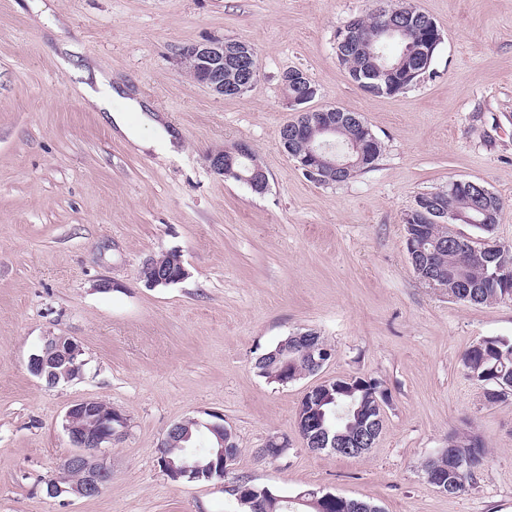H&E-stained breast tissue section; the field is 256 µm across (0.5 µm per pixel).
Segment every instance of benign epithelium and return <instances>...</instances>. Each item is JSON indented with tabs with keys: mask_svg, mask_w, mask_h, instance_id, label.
Returning a JSON list of instances; mask_svg holds the SVG:
<instances>
[{
	"mask_svg": "<svg viewBox=\"0 0 512 512\" xmlns=\"http://www.w3.org/2000/svg\"><path fill=\"white\" fill-rule=\"evenodd\" d=\"M374 21L380 33L392 38L395 35L410 38L413 45V60L401 65H388L376 62L382 53L375 50L374 44H366L362 28L354 19L336 30L334 44L338 60H343L345 54L368 49L369 56L374 59L373 68L355 73L350 80L362 91L373 95H393L406 84L420 78L432 61L435 49L442 41V34L437 25L428 16L418 14H395L381 8L372 12ZM179 59L194 61L200 72L199 84L208 88L216 95L224 98L230 93L234 97L245 94L259 77V64L256 61V51L243 41H224L220 38L207 39L198 44L185 47L179 53ZM294 79L302 86V91L287 97L288 107L296 115L282 127L281 145L285 152L296 161L306 173L320 181H330L336 175L349 170L369 158L374 150L375 139L367 123L358 115H344L343 109L332 107L321 110H311L306 107L317 94V87L302 71L293 73ZM348 119L356 126L358 134L340 151L335 149L336 127L342 119ZM311 131L309 147L304 153L291 150V143L305 131ZM212 171L225 178H234L247 184L255 192H264L268 188V177L265 169L254 160L252 148L245 142L235 144V148L224 152L219 149L207 155ZM249 159L251 164L244 166L241 160ZM408 224L406 235V250L413 269L420 282L435 290L447 289L448 297L455 298L453 289L462 287L460 280H455L429 263L421 260L424 252L421 241L425 234L424 225L436 224L448 227L450 224H474L475 217L464 210L448 212L442 209L434 200L419 196L413 208L406 214ZM449 243L456 250L461 262H469L475 255L468 236L450 233ZM143 266L154 271V276L145 281L149 288L165 287L183 281L189 272L183 261L169 264L161 257H150ZM299 350L308 356L312 367L311 374L319 373L333 358L334 352L315 343L313 334L296 332L279 342L272 354L282 361V383L295 381L299 376L288 370V352ZM83 350L71 337L49 334L43 337L40 353L29 358L30 372L47 381L54 383L63 379L71 381L77 378L83 369ZM363 378L349 376L343 379H326L312 386L305 393L303 400L311 404L320 399L327 401L331 390L345 389L353 394ZM373 403L366 410L358 407L357 411L365 412L364 425L361 432L348 440L318 428L320 420L296 421V429L301 436L305 448L312 453H319L328 446L336 452L358 457L373 447L383 429L384 406L387 398L383 391L371 396ZM214 433L218 439L216 459L203 465L191 458L183 461L180 467H175L165 456L159 457V463L166 476L178 481L182 478L194 480L202 476L210 479L214 476L226 480L225 490L236 498H241L242 482L231 475L233 463L234 442L231 432L224 425V417L218 415L214 421H197ZM128 426V419L117 409L105 405L99 400L84 399L73 402L65 413L63 430L69 438L74 451L62 463V469L73 473L77 479L73 482L66 478H55L50 481V490L55 494L71 493L79 497L89 498L102 492L111 479L109 469L99 461L96 452L113 438L122 435ZM288 437L274 435L268 438L261 449L262 457L276 458L288 448ZM285 501L283 496H275L264 488L257 491L253 500L255 512H274L278 503Z\"/></svg>",
	"mask_w": 512,
	"mask_h": 512,
	"instance_id": "benign-epithelium-1",
	"label": "benign epithelium"
}]
</instances>
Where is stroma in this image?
Returning <instances> with one entry per match:
<instances>
[{
	"label": "stroma",
	"mask_w": 512,
	"mask_h": 512,
	"mask_svg": "<svg viewBox=\"0 0 512 512\" xmlns=\"http://www.w3.org/2000/svg\"><path fill=\"white\" fill-rule=\"evenodd\" d=\"M411 2L443 35L431 73L374 96L334 45L368 0H0V512H241L223 480L175 482L158 462L172 424L213 413L240 449L233 474L259 487L382 512H512V394L488 403L462 366L477 341L512 339V301L426 288L404 223L417 196L473 180L502 199L493 236L512 246V0ZM211 37L256 49L260 77L243 96L219 98L181 68L180 49ZM93 66L154 110L179 155L139 150L85 107L77 72ZM291 68L317 86L311 108L362 114L382 144L374 168L322 184L284 152ZM242 141L265 194L208 167L209 152ZM171 250L188 277L145 287L142 263ZM308 329L335 353L320 375L257 373L259 356ZM51 333L85 362L54 386L27 368ZM351 375L389 397L379 438L358 457L309 452L295 432L304 394ZM82 399L128 427L99 453L101 494L53 495L46 481L72 452L63 416ZM277 434L288 450L261 457ZM463 436L486 455L465 491L439 492L422 464Z\"/></svg>",
	"instance_id": "35a3bbf8"
}]
</instances>
